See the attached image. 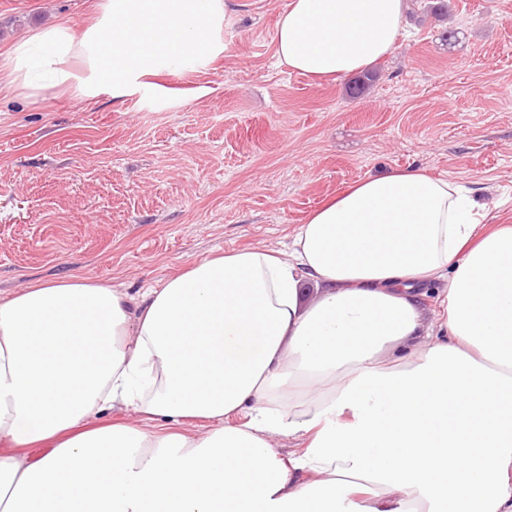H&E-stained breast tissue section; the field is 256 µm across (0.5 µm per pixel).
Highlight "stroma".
<instances>
[{
	"mask_svg": "<svg viewBox=\"0 0 512 512\" xmlns=\"http://www.w3.org/2000/svg\"><path fill=\"white\" fill-rule=\"evenodd\" d=\"M288 2L235 0L223 54L153 93L0 96V299L69 277L135 294L214 252L281 249L323 201L396 168L454 179L512 224V0L406 24L359 98L278 62ZM89 11L0 0V55Z\"/></svg>",
	"mask_w": 512,
	"mask_h": 512,
	"instance_id": "obj_1",
	"label": "stroma"
}]
</instances>
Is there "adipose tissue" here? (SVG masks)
Here are the masks:
<instances>
[{
  "label": "adipose tissue",
  "mask_w": 512,
  "mask_h": 512,
  "mask_svg": "<svg viewBox=\"0 0 512 512\" xmlns=\"http://www.w3.org/2000/svg\"><path fill=\"white\" fill-rule=\"evenodd\" d=\"M407 7L290 0L276 55L348 78L393 53ZM230 13L94 0L1 56L0 93L124 100L222 54ZM485 218L473 191L392 169L287 249L209 256L136 298L72 278L1 300L0 512H512V225Z\"/></svg>",
  "instance_id": "ef3b65f1"
}]
</instances>
